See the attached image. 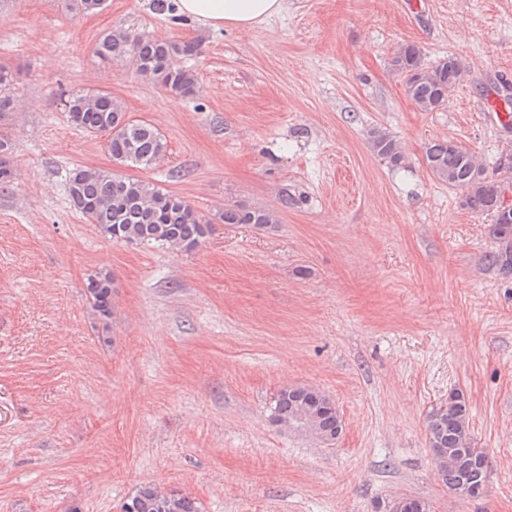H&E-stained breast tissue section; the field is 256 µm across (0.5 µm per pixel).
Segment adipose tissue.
Here are the masks:
<instances>
[{
    "instance_id": "adipose-tissue-1",
    "label": "adipose tissue",
    "mask_w": 512,
    "mask_h": 512,
    "mask_svg": "<svg viewBox=\"0 0 512 512\" xmlns=\"http://www.w3.org/2000/svg\"><path fill=\"white\" fill-rule=\"evenodd\" d=\"M173 15L212 29H247L285 8V0H171Z\"/></svg>"
}]
</instances>
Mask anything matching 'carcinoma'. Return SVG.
<instances>
[{
	"instance_id": "1",
	"label": "carcinoma",
	"mask_w": 512,
	"mask_h": 512,
	"mask_svg": "<svg viewBox=\"0 0 512 512\" xmlns=\"http://www.w3.org/2000/svg\"><path fill=\"white\" fill-rule=\"evenodd\" d=\"M103 0H65L70 12L89 13ZM198 54L195 42L157 39L110 29L98 38L94 57L102 64L129 61L139 75L157 81L184 97L197 93L193 71L179 61ZM392 67L405 76V92L422 112H433L448 103L449 93L465 77L460 61L452 56L428 67L422 63L418 46L398 47ZM15 73L0 65V117L14 104ZM64 106L76 128L106 136V148L119 167L147 170L166 156L165 136L146 121L127 118L121 102L97 90L67 94ZM370 151L393 167L404 163L397 140L386 130L375 128L369 136ZM11 139L0 135V188L11 183ZM429 172L440 183L463 194V206L476 215L491 217L490 234L495 247L486 255L488 265L504 276H512V211L502 210V185L512 186L487 174L466 146L454 141L431 144L426 149ZM71 205L99 231L112 239L146 247H179L193 250L211 235V221L183 197L150 182L124 176L115 170L79 166L69 173ZM220 219L226 224H250L257 230L276 227L274 214L264 208L232 205ZM86 291L93 309L102 321L112 316V274L100 271L88 279ZM316 415L317 431L336 443V427L342 424L336 402L321 390L306 385L280 389L270 403V422L281 427L301 426L300 412ZM426 437L433 455L448 456L450 466L436 469L437 477L448 487L493 474L485 449L472 444L470 406L465 398L448 393V400L427 415ZM129 512H199L195 499L176 490L163 491L145 484L122 504Z\"/></svg>"
}]
</instances>
